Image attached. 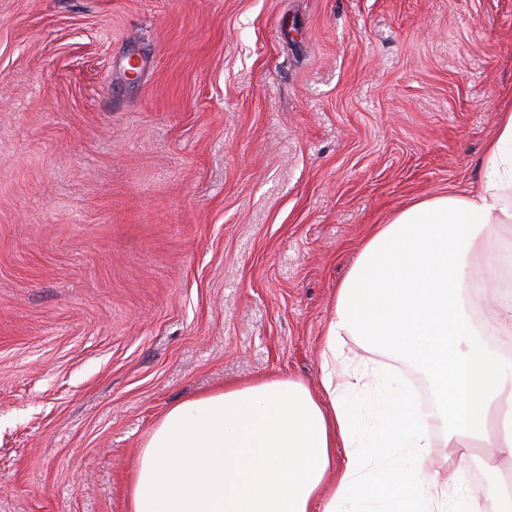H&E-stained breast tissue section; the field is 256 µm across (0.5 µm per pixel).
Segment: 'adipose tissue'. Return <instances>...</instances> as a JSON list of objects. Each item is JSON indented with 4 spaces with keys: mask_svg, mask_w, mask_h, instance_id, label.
<instances>
[{
    "mask_svg": "<svg viewBox=\"0 0 512 512\" xmlns=\"http://www.w3.org/2000/svg\"><path fill=\"white\" fill-rule=\"evenodd\" d=\"M483 164L477 192L425 198L377 225L336 291L321 397L277 377L173 405L136 455L128 512H512L497 462L512 458V351L474 321L470 283L474 262L512 223V109ZM345 336L415 365L433 405L421 410L384 377L393 412L362 441L344 397L364 377L337 368ZM438 426L449 447L484 449L485 500L463 493L462 463L431 481L418 470Z\"/></svg>",
    "mask_w": 512,
    "mask_h": 512,
    "instance_id": "1",
    "label": "adipose tissue"
}]
</instances>
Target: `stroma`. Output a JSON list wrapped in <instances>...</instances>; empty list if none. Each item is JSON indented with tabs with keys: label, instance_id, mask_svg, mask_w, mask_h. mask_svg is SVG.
<instances>
[{
	"label": "stroma",
	"instance_id": "35a3bbf8",
	"mask_svg": "<svg viewBox=\"0 0 512 512\" xmlns=\"http://www.w3.org/2000/svg\"><path fill=\"white\" fill-rule=\"evenodd\" d=\"M509 106L512 0H0V512H126L169 407L321 394L364 242Z\"/></svg>",
	"mask_w": 512,
	"mask_h": 512
}]
</instances>
